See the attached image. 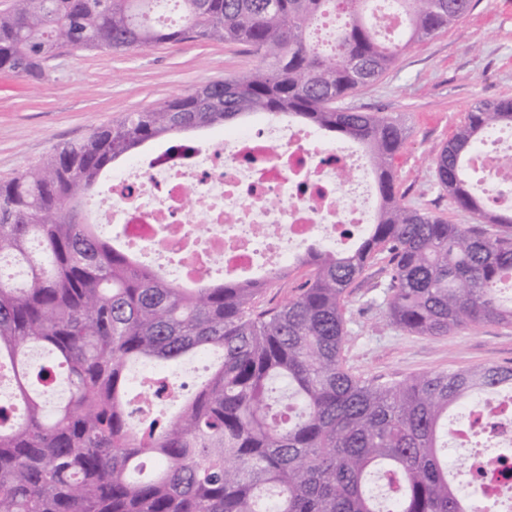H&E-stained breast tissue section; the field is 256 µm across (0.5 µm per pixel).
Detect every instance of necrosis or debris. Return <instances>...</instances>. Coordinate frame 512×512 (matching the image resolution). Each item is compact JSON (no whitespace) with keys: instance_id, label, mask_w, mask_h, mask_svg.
Instances as JSON below:
<instances>
[{"instance_id":"necrosis-or-debris-1","label":"necrosis or debris","mask_w":512,"mask_h":512,"mask_svg":"<svg viewBox=\"0 0 512 512\" xmlns=\"http://www.w3.org/2000/svg\"><path fill=\"white\" fill-rule=\"evenodd\" d=\"M488 202L512 206V130L488 132L469 165ZM349 179H340V171ZM201 197L203 206L192 204ZM373 214L368 165L350 146L311 128L268 119L218 141H175L144 152L112 177L94 220L127 246L163 260L174 281L269 276L311 248H348ZM478 422L452 424L469 483L512 512L499 451L512 447V391L478 395Z\"/></svg>"}]
</instances>
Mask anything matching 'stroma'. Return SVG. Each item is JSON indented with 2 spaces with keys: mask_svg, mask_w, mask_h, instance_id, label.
Masks as SVG:
<instances>
[{
  "mask_svg": "<svg viewBox=\"0 0 512 512\" xmlns=\"http://www.w3.org/2000/svg\"><path fill=\"white\" fill-rule=\"evenodd\" d=\"M262 64L241 45L187 41L123 52L63 48L44 61L37 80L0 71V181L94 127ZM504 97L512 98V0H477L448 30L404 45L387 73L346 103L404 126L392 169L404 204L469 224L471 214L453 208L438 185L432 161L476 102ZM388 287V276L373 264L345 292L344 356L354 374L403 380L512 364V326L416 336L388 325Z\"/></svg>",
  "mask_w": 512,
  "mask_h": 512,
  "instance_id": "stroma-1",
  "label": "stroma"
}]
</instances>
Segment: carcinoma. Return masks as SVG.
Returning <instances> with one entry per match:
<instances>
[{
  "label": "carcinoma",
  "mask_w": 512,
  "mask_h": 512,
  "mask_svg": "<svg viewBox=\"0 0 512 512\" xmlns=\"http://www.w3.org/2000/svg\"><path fill=\"white\" fill-rule=\"evenodd\" d=\"M158 0H12L0 10V71L38 77L65 30L72 49L236 43L266 64L129 112L56 147L0 182V369L21 420L0 423V512H469L448 478V409L512 388V366L484 365L378 382L352 374L344 293L381 258L387 321L419 336L470 324L512 326V210L470 190L465 157L493 128L512 127V99L479 101L435 161L439 186L476 223L400 202L392 161L405 132L347 97L383 76L400 44L348 0L329 52L310 38L332 0H175L184 22L160 23ZM410 41L465 16L472 0H397ZM258 113H282L359 143L374 171V222L345 252L308 253L312 275L284 304L259 305L265 280L173 283L85 221L84 199L132 150ZM47 360L34 367L31 349ZM218 355L167 423L132 363ZM154 463L143 473L144 460Z\"/></svg>",
  "instance_id": "1"
}]
</instances>
